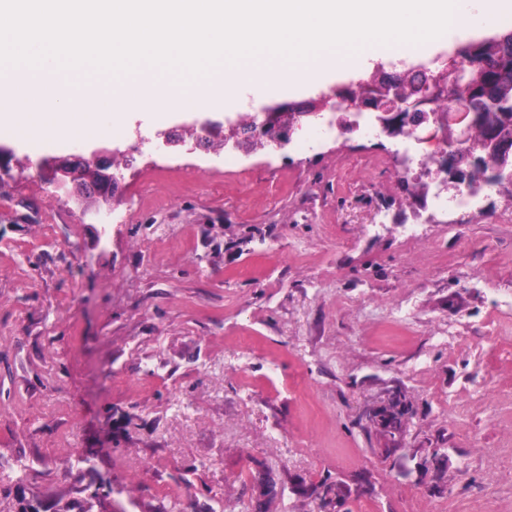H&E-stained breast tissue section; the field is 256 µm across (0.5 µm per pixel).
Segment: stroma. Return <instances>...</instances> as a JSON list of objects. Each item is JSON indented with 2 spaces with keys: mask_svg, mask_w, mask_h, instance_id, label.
<instances>
[{
  "mask_svg": "<svg viewBox=\"0 0 512 512\" xmlns=\"http://www.w3.org/2000/svg\"><path fill=\"white\" fill-rule=\"evenodd\" d=\"M224 118L167 123L205 148L0 131V512L511 507L512 199L411 196L406 140L332 111L246 153ZM103 146L106 225L34 167Z\"/></svg>",
  "mask_w": 512,
  "mask_h": 512,
  "instance_id": "obj_1",
  "label": "stroma"
}]
</instances>
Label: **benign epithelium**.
<instances>
[{
	"label": "benign epithelium",
	"mask_w": 512,
	"mask_h": 512,
	"mask_svg": "<svg viewBox=\"0 0 512 512\" xmlns=\"http://www.w3.org/2000/svg\"><path fill=\"white\" fill-rule=\"evenodd\" d=\"M470 62L455 49L430 68L420 64L413 67L420 78L419 91L412 96L401 94L400 75L376 73L368 81L354 86L334 89L310 103H277L251 115L249 128L257 129L265 139L279 148L288 145L291 134L304 123H309L326 109L371 112L380 129L388 138L407 134L408 127L431 122L434 135L441 145L435 169L419 166L418 178L426 177L437 183L438 191L456 188L448 179V171L461 168L463 148L470 142L471 132L482 121L487 111L497 104L493 92L487 90L475 96L460 90L467 80ZM448 102V111H437V105ZM497 158L493 171L498 186L512 194V145L490 133L485 137ZM116 151L102 147L86 159L75 156L60 160L44 158L39 167L47 182L57 191H72L83 198H91L94 206L84 212L94 211L99 223L112 213V201L117 197L119 179L111 171L112 155Z\"/></svg>",
	"instance_id": "7a95c632"
}]
</instances>
